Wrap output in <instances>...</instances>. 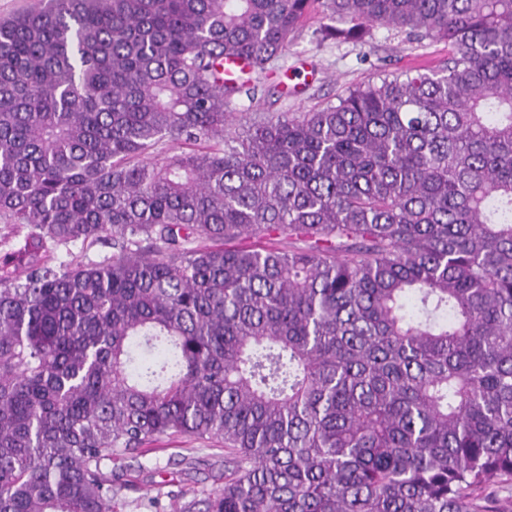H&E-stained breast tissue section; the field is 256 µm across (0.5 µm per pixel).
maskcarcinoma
<instances>
[{
    "mask_svg": "<svg viewBox=\"0 0 512 512\" xmlns=\"http://www.w3.org/2000/svg\"><path fill=\"white\" fill-rule=\"evenodd\" d=\"M320 8L448 59L237 131L224 58ZM0 224V512H114L164 436L224 441L201 512L512 480V0H48L0 21Z\"/></svg>",
    "mask_w": 512,
    "mask_h": 512,
    "instance_id": "1",
    "label": "carcinoma"
}]
</instances>
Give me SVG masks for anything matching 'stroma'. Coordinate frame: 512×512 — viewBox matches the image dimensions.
<instances>
[{
    "label": "stroma",
    "instance_id": "35a3bbf8",
    "mask_svg": "<svg viewBox=\"0 0 512 512\" xmlns=\"http://www.w3.org/2000/svg\"><path fill=\"white\" fill-rule=\"evenodd\" d=\"M324 15H312L289 41L280 57L262 75L256 98L235 99L237 129L282 112H307L335 101L347 87L377 80L387 72L443 65L444 43L407 40L384 28L374 29L362 42H336L320 36L328 25ZM122 484L117 512H149L148 501L166 493L167 512L199 501L224 485V450L217 442L201 444L186 437H164L136 458L112 463Z\"/></svg>",
    "mask_w": 512,
    "mask_h": 512
}]
</instances>
